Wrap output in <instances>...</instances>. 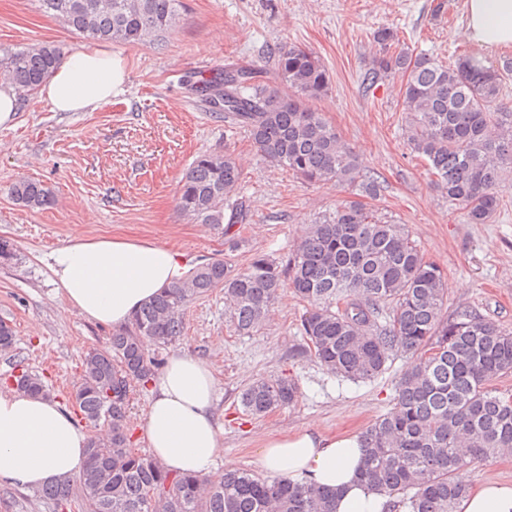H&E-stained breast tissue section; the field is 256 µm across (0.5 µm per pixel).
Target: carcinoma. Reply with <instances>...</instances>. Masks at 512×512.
<instances>
[{
  "mask_svg": "<svg viewBox=\"0 0 512 512\" xmlns=\"http://www.w3.org/2000/svg\"><path fill=\"white\" fill-rule=\"evenodd\" d=\"M41 10L67 28L100 42L145 46L174 27L183 0H38ZM378 46L363 82L372 86L396 72L403 88L404 135L423 157L448 202L467 223L486 224L498 210L505 172L512 170V112L500 96L512 77V60L487 66L474 54L452 65L407 49L390 28L374 32ZM61 57L53 44L7 51L0 82L29 97ZM275 78L229 66L199 80L215 117L247 130L269 163L309 183L358 185L376 193L374 178L310 102L324 96L330 75L312 50L289 44L274 52ZM241 171L232 154L198 156L183 174L178 211L200 224L249 222L239 196ZM30 210L54 204L40 181L11 188ZM309 306L301 318L311 352L328 371L371 381L397 354L413 359L396 381L393 407L362 434L363 478L388 495L401 512H455L468 487L455 479L475 458L512 456V398L492 382L512 371V332L468 307L447 314L443 272L424 260L405 225L346 201L310 225L285 265L256 257L235 270L224 261L202 263L183 282L146 302L103 349L82 360L83 383L71 394L89 423L87 465L78 479L47 485L37 495L55 512H331L334 492L307 483L264 478L232 469L214 480L174 474L132 448L125 428L130 377L146 385L159 370L153 344L168 345L185 331L196 299L224 289L231 322L241 334L259 331L284 287ZM17 388L45 395L29 371ZM297 400L286 377L260 379L241 393L243 409L264 416Z\"/></svg>",
  "mask_w": 512,
  "mask_h": 512,
  "instance_id": "carcinoma-1",
  "label": "carcinoma"
}]
</instances>
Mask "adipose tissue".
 Wrapping results in <instances>:
<instances>
[{
  "label": "adipose tissue",
  "mask_w": 512,
  "mask_h": 512,
  "mask_svg": "<svg viewBox=\"0 0 512 512\" xmlns=\"http://www.w3.org/2000/svg\"><path fill=\"white\" fill-rule=\"evenodd\" d=\"M463 37L487 49H512V0H465ZM125 67L107 44L66 53L40 89L55 112H85L123 91ZM50 270L69 311L120 327L140 306L181 281L188 267L177 252L151 241L76 237L51 255ZM152 399L140 432L169 470L207 476L223 446L214 415L210 364L171 355L150 381ZM87 432L58 402L0 392V480L27 489L80 474ZM269 475L335 490L336 512H389L388 497L362 480L364 451L355 434H325L310 426L269 434L259 451ZM456 512H512V482L469 489Z\"/></svg>",
  "instance_id": "adipose-tissue-1"
}]
</instances>
